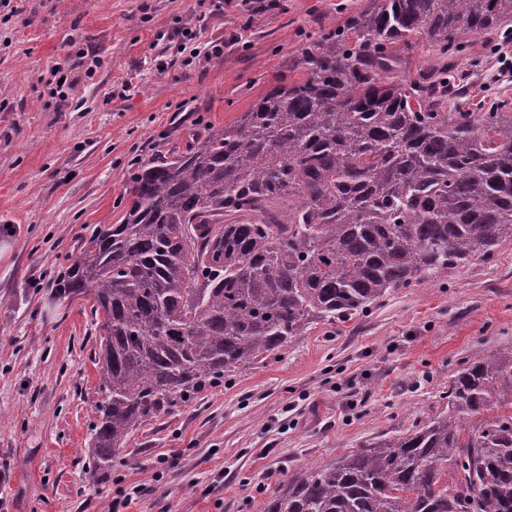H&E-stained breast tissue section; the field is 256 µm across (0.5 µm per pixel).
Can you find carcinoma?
Listing matches in <instances>:
<instances>
[{"instance_id":"obj_1","label":"carcinoma","mask_w":512,"mask_h":512,"mask_svg":"<svg viewBox=\"0 0 512 512\" xmlns=\"http://www.w3.org/2000/svg\"><path fill=\"white\" fill-rule=\"evenodd\" d=\"M512 0H373L302 47V77L140 163L57 301L102 315L96 468L210 379L512 238V99L470 104L471 35ZM416 74H411V70ZM264 512H512V355L448 380V412L293 476Z\"/></svg>"}]
</instances>
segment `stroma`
<instances>
[{"label":"stroma","mask_w":512,"mask_h":512,"mask_svg":"<svg viewBox=\"0 0 512 512\" xmlns=\"http://www.w3.org/2000/svg\"><path fill=\"white\" fill-rule=\"evenodd\" d=\"M369 0L0 5V512H263L292 474L446 411L448 378L512 350V238L364 314L319 323L142 425L96 470L101 319L50 291L119 223L137 163L234 123ZM472 103L512 97L489 35ZM204 49L193 57L194 48ZM70 83L58 92L52 71Z\"/></svg>","instance_id":"1"}]
</instances>
